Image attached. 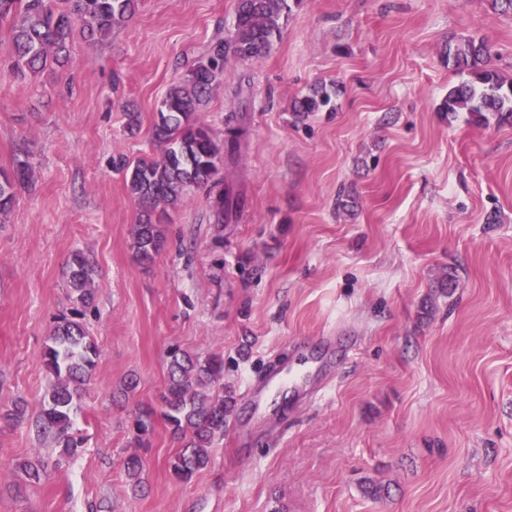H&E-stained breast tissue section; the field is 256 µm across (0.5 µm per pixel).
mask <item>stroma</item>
<instances>
[{"label":"stroma","instance_id":"obj_1","mask_svg":"<svg viewBox=\"0 0 512 512\" xmlns=\"http://www.w3.org/2000/svg\"><path fill=\"white\" fill-rule=\"evenodd\" d=\"M236 6L142 0L24 83L0 57V168L23 150L36 178L0 224V512H512V123L440 110L460 80L448 43L487 40L512 79V15L300 0L270 53L228 60L195 115L220 144L245 129L219 172L241 207L216 220L212 192L191 189L140 266L141 207L113 163L160 157L158 104ZM316 85L329 108L296 120ZM76 250L99 271L84 319L99 357L75 417L85 444L63 460L30 422ZM174 346L222 355L237 400L188 483L169 472L163 420L145 448L129 433ZM17 400L19 425L3 418ZM36 456L48 468L31 486L17 466Z\"/></svg>","mask_w":512,"mask_h":512}]
</instances>
